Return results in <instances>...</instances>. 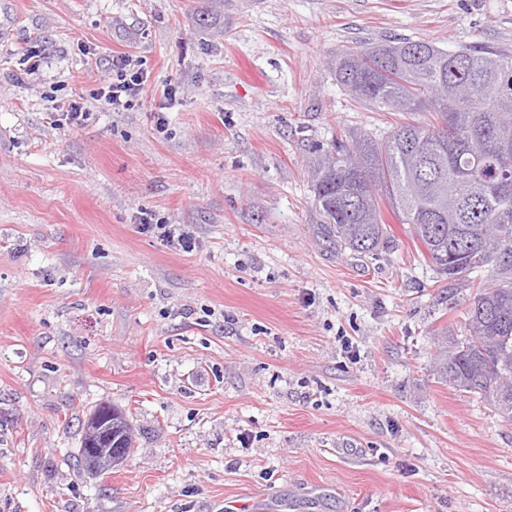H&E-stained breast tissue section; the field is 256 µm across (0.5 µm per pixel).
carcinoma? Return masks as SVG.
I'll use <instances>...</instances> for the list:
<instances>
[{"label": "carcinoma", "mask_w": 512, "mask_h": 512, "mask_svg": "<svg viewBox=\"0 0 512 512\" xmlns=\"http://www.w3.org/2000/svg\"><path fill=\"white\" fill-rule=\"evenodd\" d=\"M337 80L358 100L394 112H432L434 123L402 125L385 140L359 133L318 155L310 188L320 223L344 248L374 253L392 242L389 210L438 274L459 281L486 266L511 276L479 287L465 309L466 333L445 336L436 374L452 387L491 398L512 421V55L469 45L458 54L405 39L349 51ZM465 91L452 112L432 95Z\"/></svg>", "instance_id": "carcinoma-1"}]
</instances>
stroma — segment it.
I'll return each mask as SVG.
<instances>
[{
	"label": "stroma",
	"mask_w": 512,
	"mask_h": 512,
	"mask_svg": "<svg viewBox=\"0 0 512 512\" xmlns=\"http://www.w3.org/2000/svg\"><path fill=\"white\" fill-rule=\"evenodd\" d=\"M2 28L0 512H512V422L433 368L470 282L391 215L389 250L337 247L308 175L337 137L430 120L355 99L337 56L512 53V0H0ZM121 53L149 91L113 112L91 92ZM101 404L135 442L95 475ZM159 229L163 230L161 234L165 238L170 247L174 249H182L191 251L193 242L190 234L185 231L184 224H156Z\"/></svg>",
	"instance_id": "stroma-1"
}]
</instances>
